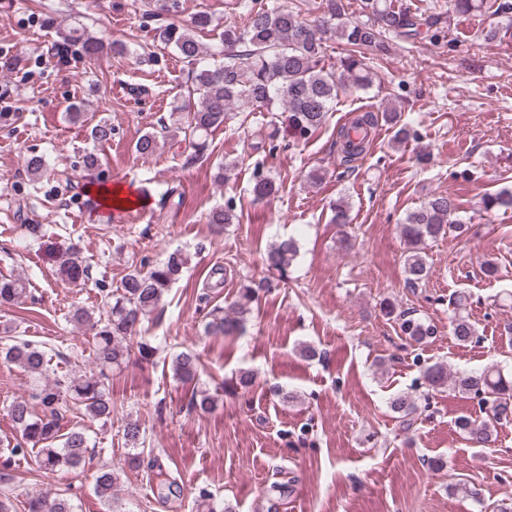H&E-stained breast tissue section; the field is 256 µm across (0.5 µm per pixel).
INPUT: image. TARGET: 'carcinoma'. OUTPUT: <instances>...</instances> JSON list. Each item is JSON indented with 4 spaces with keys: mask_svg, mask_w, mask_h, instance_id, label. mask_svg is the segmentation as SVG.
<instances>
[{
    "mask_svg": "<svg viewBox=\"0 0 512 512\" xmlns=\"http://www.w3.org/2000/svg\"><path fill=\"white\" fill-rule=\"evenodd\" d=\"M487 7L493 15H504L512 26V3L493 0H448V16L466 15L475 9ZM362 18L347 14L344 0H325L322 16L307 20L299 9L268 0H247L240 16L218 28L207 11L195 13L188 24L167 21L154 28L153 42L171 48L188 64L190 85L185 98L190 103L172 106L168 116L158 121V128L142 135L135 143L141 155H153L159 140H180L188 148L186 162L192 163L206 155L209 136L240 112H265L270 119L252 132L250 150L260 152L274 147L282 138L291 146L307 142L325 125L336 101L352 90L366 89L372 79L368 61L390 51L391 42L416 39L430 31L438 22L419 11L395 5L391 0H361ZM217 32V42L207 47L198 40L203 30ZM332 32L343 44L340 67L324 62L322 35ZM59 58L95 60L104 49L103 41L84 27H75L59 33V40L51 45ZM73 123L88 125L89 136L98 144L112 140V121H97L74 107L68 113ZM393 130V142L402 144L413 136L409 126L401 122V112L388 105L377 115L364 112L343 126L337 133L336 147L341 155L344 173L354 170V162L364 157L371 142L367 136L355 138L352 132L372 128L379 120ZM28 175L38 178L48 173L49 164L42 156L25 159ZM278 191L273 178L255 170L250 185L253 201L268 199ZM486 210H512V188H504L483 198ZM236 205L228 200L222 207L213 208L207 221L215 225L235 223ZM332 222L351 223L350 206L343 199L332 208ZM460 203L449 194L435 193L419 207L409 211L402 222V236L406 245L404 257L405 286L417 288L430 277L431 266L425 249L428 243L450 233L467 231L466 221L459 216ZM297 254L292 238L274 242L266 252L268 269L287 276L288 268ZM62 278L74 286L89 280L90 265L81 256L78 245L70 244L54 256ZM186 258L179 250L154 265L135 267L124 275L113 294L104 295L102 310L96 312L75 307L71 320L77 326L94 330L93 356L97 372L75 376L57 374L52 357L43 346L19 336L0 343V359L19 368L32 384L30 398L18 397L8 406V416L16 436L7 442L9 458L25 460L35 456L39 467L52 473L70 474L85 467L90 453V438L86 429L68 424L67 413L79 411L91 421L105 426L112 422V397L106 387V371L124 363L132 352L138 359L149 361L157 347L146 340L133 342L137 328L157 310L165 293L179 280ZM257 289L245 285L238 300L229 310L215 306L206 314L205 333L209 336H236L242 329L245 315ZM28 282L17 275L0 277V306H17L28 297ZM401 335L409 343L421 344L434 334V327L415 317L411 311L398 314ZM476 329L468 318L454 316L451 334L460 344L472 341ZM200 356L182 352L172 361L175 378L185 384L198 382ZM424 379L434 387L451 385L455 390L480 398L484 417L462 415L455 421L456 428L472 444L486 447L496 442L497 426L512 418V379L508 380L493 366L458 374L443 363L425 368ZM222 387H196L190 399L192 410L210 412ZM390 409L399 414L403 429L415 423L418 411L416 400L407 393L394 395ZM142 430L136 421H128L123 428V439L131 449H137ZM157 490L177 492L178 485L163 468L158 457L149 462ZM119 473L105 466L94 482V492L104 512H115L114 487ZM74 505L66 493L52 496L38 493L25 505V512H73Z\"/></svg>",
    "mask_w": 512,
    "mask_h": 512,
    "instance_id": "obj_1",
    "label": "carcinoma"
}]
</instances>
